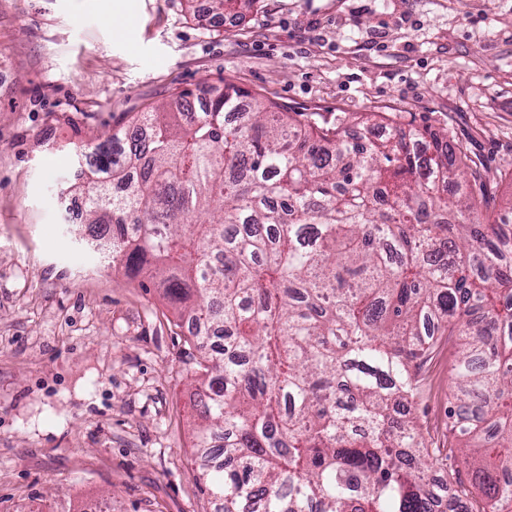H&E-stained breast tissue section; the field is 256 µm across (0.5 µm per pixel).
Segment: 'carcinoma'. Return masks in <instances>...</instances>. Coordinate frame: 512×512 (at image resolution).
Masks as SVG:
<instances>
[{
  "label": "carcinoma",
  "instance_id": "obj_1",
  "mask_svg": "<svg viewBox=\"0 0 512 512\" xmlns=\"http://www.w3.org/2000/svg\"><path fill=\"white\" fill-rule=\"evenodd\" d=\"M258 0H209L219 16ZM77 146L66 186L102 258L195 320L194 405L217 512H433L412 408L438 337L453 349L452 451L512 512V220L487 176L448 161V132L341 122L224 83Z\"/></svg>",
  "mask_w": 512,
  "mask_h": 512
}]
</instances>
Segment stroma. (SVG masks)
Returning <instances> with one entry per match:
<instances>
[{"label": "stroma", "mask_w": 512, "mask_h": 512, "mask_svg": "<svg viewBox=\"0 0 512 512\" xmlns=\"http://www.w3.org/2000/svg\"><path fill=\"white\" fill-rule=\"evenodd\" d=\"M0 69V512H215L182 318L64 219L75 139L230 81L351 133L371 112L447 131L512 203V0H258L228 22L207 0H0ZM426 378L417 415L443 462L447 343Z\"/></svg>", "instance_id": "obj_1"}]
</instances>
